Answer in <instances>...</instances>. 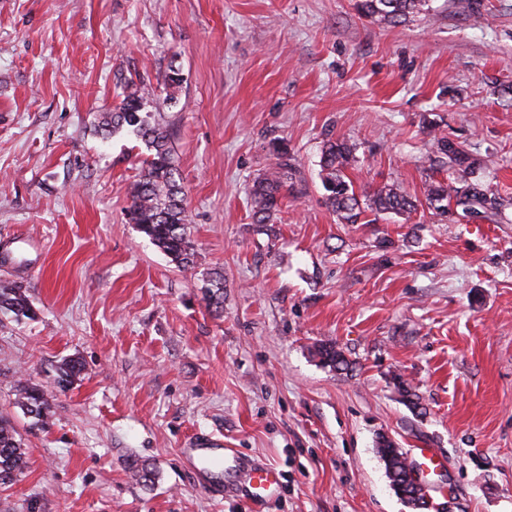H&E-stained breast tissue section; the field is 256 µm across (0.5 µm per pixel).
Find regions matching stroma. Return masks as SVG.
Returning a JSON list of instances; mask_svg holds the SVG:
<instances>
[{
  "label": "stroma",
  "mask_w": 512,
  "mask_h": 512,
  "mask_svg": "<svg viewBox=\"0 0 512 512\" xmlns=\"http://www.w3.org/2000/svg\"><path fill=\"white\" fill-rule=\"evenodd\" d=\"M142 85L187 192L185 269L125 220L139 142L98 130ZM440 133L498 208L343 224L325 204V142L357 144L359 198L396 182L420 199L453 173ZM278 144L295 186L257 224L249 190ZM0 252V282L35 311L0 312V414L30 458L0 512H411L382 434L442 457L433 512H512V0H432L396 26L356 0H0ZM327 340L351 370L320 364ZM69 357L84 369L63 390ZM26 379L50 397L48 428L14 404ZM201 433L274 465L279 498L232 491L233 471L211 495L184 454ZM376 450L380 460L384 463L391 489L408 507H411L409 506L411 499L407 500L401 497V494L411 491L407 484V461L404 453L391 439L385 436L378 438Z\"/></svg>",
  "instance_id": "obj_1"
}]
</instances>
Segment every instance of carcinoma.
Wrapping results in <instances>:
<instances>
[{
  "mask_svg": "<svg viewBox=\"0 0 512 512\" xmlns=\"http://www.w3.org/2000/svg\"><path fill=\"white\" fill-rule=\"evenodd\" d=\"M430 0H358V9L373 21L399 24L409 17L429 10ZM149 89L127 95L121 104L105 113L99 128L107 136L126 128L144 146L142 169L130 189V204L125 210L128 223L136 226L157 248L163 251L178 266L187 268L194 263V245L188 232L185 192L176 168L170 133L156 121L155 116L144 111ZM435 153L448 158L461 171L454 183L432 181L425 197L428 209L438 216L448 217L453 208L471 211L479 205L493 207L495 200L488 195L483 182L470 180L476 163L469 160L462 146L447 135L433 140ZM357 145L345 139L327 141L321 152V181L325 191V202L336 212L343 224H356L370 208L375 212L393 213L398 216L417 210V200L408 195L400 185L385 183L373 191L370 203L362 207L347 170L356 162ZM294 164L288 153L276 151V162L266 173L258 176L252 185V218L255 224H272L280 211L282 191L293 179ZM206 295L215 308H224V275L210 274L206 280ZM6 310L18 319L34 317L35 312L21 286L15 283L0 284V311ZM320 362L336 371L349 368V361L334 343H323L317 348ZM82 373V363L77 358L65 360L59 368L57 385L66 389ZM397 388L404 403L417 409L419 397L401 377H395ZM15 404L23 414L35 423L46 426L53 416L52 404L47 393L38 385L18 381L15 386ZM376 450L384 463L390 487L396 495L409 492L407 484L406 458L395 443L381 436ZM29 459L22 438L11 419L0 417V485L18 480L28 469Z\"/></svg>",
  "mask_w": 512,
  "mask_h": 512,
  "instance_id": "carcinoma-1",
  "label": "carcinoma"
}]
</instances>
